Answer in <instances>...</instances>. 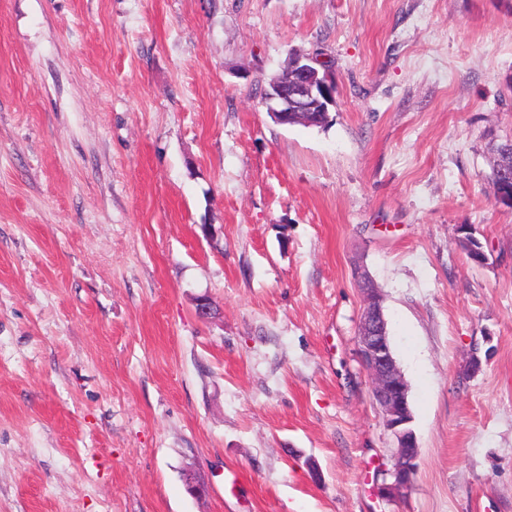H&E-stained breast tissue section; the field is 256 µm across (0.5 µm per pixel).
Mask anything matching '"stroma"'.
Wrapping results in <instances>:
<instances>
[{
  "label": "stroma",
  "instance_id": "stroma-1",
  "mask_svg": "<svg viewBox=\"0 0 512 512\" xmlns=\"http://www.w3.org/2000/svg\"><path fill=\"white\" fill-rule=\"evenodd\" d=\"M294 52L323 125L262 104ZM508 139L512 0H0V512H512ZM363 310L358 329V354L371 383L373 400L382 425L393 442V463L386 469L383 491L388 497L403 496L417 470L419 448L408 407V385L392 354L386 328L383 298L366 272L358 273Z\"/></svg>",
  "mask_w": 512,
  "mask_h": 512
}]
</instances>
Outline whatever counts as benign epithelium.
<instances>
[{
    "label": "benign epithelium",
    "instance_id": "benign-epithelium-1",
    "mask_svg": "<svg viewBox=\"0 0 512 512\" xmlns=\"http://www.w3.org/2000/svg\"><path fill=\"white\" fill-rule=\"evenodd\" d=\"M335 92V85L328 76H319L314 67L299 60L285 77L271 84L263 103L276 122L286 124L290 112L326 111ZM491 191L495 202L505 200L512 204V178L496 174L491 180ZM460 232L463 233L460 246L471 260L483 263L485 255L480 242L468 232L466 225H461ZM358 282L364 301L358 329V354L370 379L382 425L394 445L393 463L385 470L383 491L395 498L404 495L412 485L419 448L408 407V385L391 351L382 295L366 273H358Z\"/></svg>",
    "mask_w": 512,
    "mask_h": 512
}]
</instances>
